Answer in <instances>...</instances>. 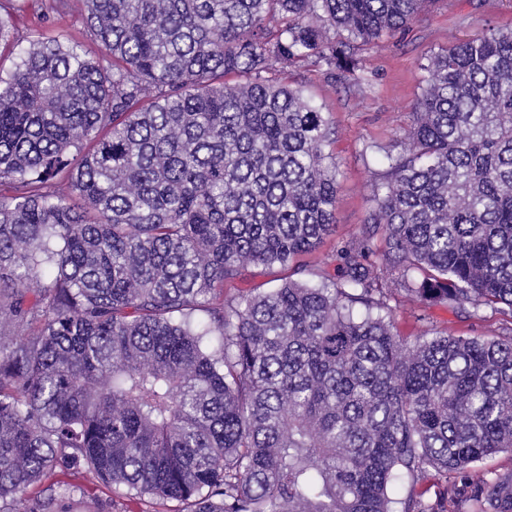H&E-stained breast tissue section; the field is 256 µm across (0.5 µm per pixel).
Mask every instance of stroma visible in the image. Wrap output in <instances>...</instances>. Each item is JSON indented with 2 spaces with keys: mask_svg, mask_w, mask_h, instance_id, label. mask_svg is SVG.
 <instances>
[{
  "mask_svg": "<svg viewBox=\"0 0 512 512\" xmlns=\"http://www.w3.org/2000/svg\"><path fill=\"white\" fill-rule=\"evenodd\" d=\"M0 11L11 14L14 29L24 39L50 36L79 46L91 56L99 51L76 6L51 12L41 0H0ZM491 26L512 28V0H431L409 27L380 38L362 55L360 83L332 80L310 63L285 71L286 82L303 86L326 106L336 129V228L318 248L303 255L310 269L332 267L337 241L359 235L370 208L371 190L384 178V156L398 152L397 142L413 122L422 64L448 44ZM503 320V315L491 309L468 304L432 307L421 320L404 308L395 311L397 333L409 341L432 328L457 336H493ZM419 486L424 490L422 504L436 512H472L474 489L466 478L445 479L431 471Z\"/></svg>",
  "mask_w": 512,
  "mask_h": 512,
  "instance_id": "35a3bbf8",
  "label": "stroma"
}]
</instances>
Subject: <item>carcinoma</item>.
Listing matches in <instances>:
<instances>
[{
    "label": "carcinoma",
    "instance_id": "cac0c4a2",
    "mask_svg": "<svg viewBox=\"0 0 512 512\" xmlns=\"http://www.w3.org/2000/svg\"><path fill=\"white\" fill-rule=\"evenodd\" d=\"M78 2L97 56L40 38L0 76V512L85 492L58 470L100 512H394L430 470L512 512V473L473 469L512 450V326L407 342L389 305L512 310V29L428 58L359 236L312 273L332 121L278 72L356 83L429 0ZM288 267H264V266H249L242 276L233 283L224 286V296L236 293L238 289H253L272 287L288 278ZM61 481H66L69 483H78L82 485H86L88 487V493L83 499L75 498V501L71 502L70 500H66L64 503V511L68 512H96L97 506L99 503L103 502L105 499H108L111 495L110 491L105 488H99L91 484L89 479L82 473H76L75 471H70L65 475L61 473L57 477Z\"/></svg>",
    "mask_w": 512,
    "mask_h": 512
}]
</instances>
